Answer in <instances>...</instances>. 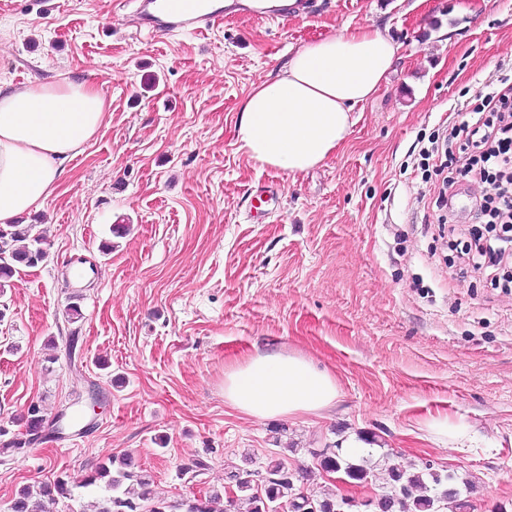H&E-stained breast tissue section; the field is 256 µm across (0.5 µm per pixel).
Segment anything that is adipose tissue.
<instances>
[{
    "label": "adipose tissue",
    "mask_w": 512,
    "mask_h": 512,
    "mask_svg": "<svg viewBox=\"0 0 512 512\" xmlns=\"http://www.w3.org/2000/svg\"><path fill=\"white\" fill-rule=\"evenodd\" d=\"M401 52L379 28L342 26L297 50L239 106L237 138L250 158L304 172L344 143L355 107L380 91ZM100 87L62 81L0 87V225L44 209L64 165L104 126ZM341 396L329 371L300 356H250L224 376V401L256 419L318 415Z\"/></svg>",
    "instance_id": "obj_1"
}]
</instances>
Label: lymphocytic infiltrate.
<instances>
[{"label":"lymphocytic infiltrate","instance_id":"f902f5d3","mask_svg":"<svg viewBox=\"0 0 512 512\" xmlns=\"http://www.w3.org/2000/svg\"><path fill=\"white\" fill-rule=\"evenodd\" d=\"M431 150L447 160L440 206H448L456 176L474 173L486 185L471 202L473 228L463 261L481 269L512 260V83L486 93L466 120L433 142Z\"/></svg>","mask_w":512,"mask_h":512}]
</instances>
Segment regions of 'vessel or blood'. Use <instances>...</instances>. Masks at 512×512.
<instances>
[{"label": "vessel or blood", "instance_id": "b4317fda", "mask_svg": "<svg viewBox=\"0 0 512 512\" xmlns=\"http://www.w3.org/2000/svg\"><path fill=\"white\" fill-rule=\"evenodd\" d=\"M135 20V29L166 38L183 33H202L224 22L227 11L258 20H285L300 12V0L294 4L272 6L258 11L249 6L234 4L225 9L224 0H124Z\"/></svg>", "mask_w": 512, "mask_h": 512}]
</instances>
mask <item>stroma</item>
<instances>
[{
	"instance_id": "35a3bbf8",
	"label": "stroma",
	"mask_w": 512,
	"mask_h": 512,
	"mask_svg": "<svg viewBox=\"0 0 512 512\" xmlns=\"http://www.w3.org/2000/svg\"><path fill=\"white\" fill-rule=\"evenodd\" d=\"M372 22L402 57L336 153L292 175L240 150L255 84L292 50ZM66 78L112 107L29 218L48 262L19 267L0 293V427L20 432L35 403L49 418L84 411L85 427L0 454V512L59 476L94 501L101 488L83 481L111 455H135L156 492L180 500L274 452L308 471L304 493L348 499L344 512H376L389 468L427 465L455 475L466 512H512V291L460 263L466 237L438 224L419 164L487 84L512 79V0H310L285 24L231 17L162 40L136 33L118 0H0V85ZM269 189L277 207L253 217ZM258 353L328 369L339 403L240 414L224 375ZM437 414L472 429L468 448L424 437L419 422ZM357 433L374 440L372 471L338 484L316 455Z\"/></svg>"
}]
</instances>
